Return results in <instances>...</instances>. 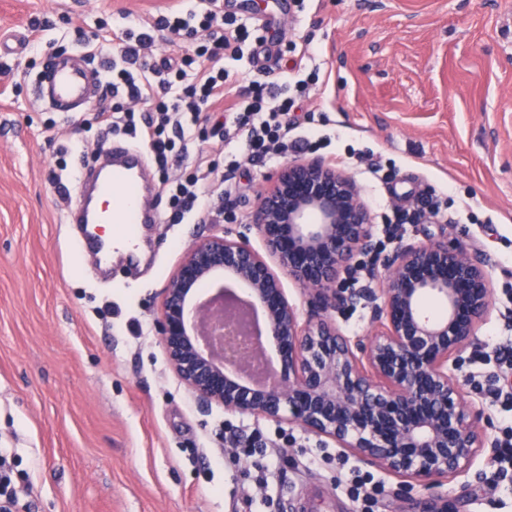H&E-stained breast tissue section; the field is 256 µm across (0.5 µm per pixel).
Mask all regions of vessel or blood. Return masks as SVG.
Listing matches in <instances>:
<instances>
[{
  "label": "vessel or blood",
  "mask_w": 512,
  "mask_h": 512,
  "mask_svg": "<svg viewBox=\"0 0 512 512\" xmlns=\"http://www.w3.org/2000/svg\"><path fill=\"white\" fill-rule=\"evenodd\" d=\"M100 75L89 67L83 54L57 56L46 66L35 87V97L62 115L82 111L97 94ZM147 159L142 149L124 141L114 142L107 162L84 175L80 189L69 208L79 223L86 226L84 247L101 259L112 255L111 240L102 238L101 224H130L134 230L127 239L139 243L138 228L158 221L157 212L144 209L141 198L151 186L146 178ZM110 197L111 206H99L101 197Z\"/></svg>",
  "instance_id": "b4317fda"
}]
</instances>
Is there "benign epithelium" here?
<instances>
[{
  "mask_svg": "<svg viewBox=\"0 0 512 512\" xmlns=\"http://www.w3.org/2000/svg\"><path fill=\"white\" fill-rule=\"evenodd\" d=\"M242 236L196 240L163 289L156 330L170 369L204 405L288 421L399 480L396 495L466 471L486 448L465 396L467 363L489 311L486 265L446 239H402L384 253L352 176L320 157L293 158L249 214ZM372 257L382 288L348 287ZM311 296L302 318L283 278ZM246 288L262 331L224 324V289ZM440 302L432 317L423 303ZM362 299L373 334L344 335L334 312ZM411 512H456L437 494Z\"/></svg>",
  "mask_w": 512,
  "mask_h": 512,
  "instance_id": "1",
  "label": "benign epithelium"
}]
</instances>
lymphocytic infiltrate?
<instances>
[{
	"label": "lymphocytic infiltrate",
	"instance_id": "obj_1",
	"mask_svg": "<svg viewBox=\"0 0 512 512\" xmlns=\"http://www.w3.org/2000/svg\"><path fill=\"white\" fill-rule=\"evenodd\" d=\"M158 32L194 37L200 44L194 54L155 62L149 49ZM249 37V21L225 22L211 0H191L158 16L150 29L139 33L126 27L114 37L106 31L98 35L101 48L117 49L119 59L104 70L102 86L111 102L96 113V121L126 135L160 169L191 161L189 174L166 190L171 205L193 221L211 216V201L225 182L206 152L194 150L193 127L211 121L212 133L223 146L260 161L306 143L293 137L288 114L291 91L302 93L309 86L308 56H301L279 83L254 80L241 87L236 74L255 62L254 53L245 49ZM128 99L150 102L147 116L137 117L126 108Z\"/></svg>",
	"mask_w": 512,
	"mask_h": 512
}]
</instances>
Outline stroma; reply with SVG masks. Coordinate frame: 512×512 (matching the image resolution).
I'll return each instance as SVG.
<instances>
[{
    "mask_svg": "<svg viewBox=\"0 0 512 512\" xmlns=\"http://www.w3.org/2000/svg\"><path fill=\"white\" fill-rule=\"evenodd\" d=\"M179 0H0V31L25 34L49 21L57 39L0 57V448L10 478L27 489L17 512H407L429 490L398 500L395 478L370 470L333 443L288 423L201 407L170 370L155 330L162 290L196 239L248 235V216L280 160L241 161L220 218L172 223L156 196L154 249L139 269L116 266L101 280L96 258L75 249L62 189L97 166L112 132L92 126L98 103L72 118L68 139L48 141L60 118L34 96L51 56L81 49L99 21L151 19ZM217 0L247 18L260 68L243 80L277 81L304 44L318 82L298 102L323 148L345 158L383 251L396 239L448 238L477 252L493 285L465 371L492 443L512 426V369L486 360L512 338V0ZM381 163L371 173L368 161ZM259 431L276 447L257 487L250 460H234L225 437ZM490 446L469 471L442 483L458 512H512V477L489 487ZM382 485L376 500L352 498L353 473Z\"/></svg>",
    "mask_w": 512,
    "mask_h": 512,
    "instance_id": "1",
    "label": "stroma"
}]
</instances>
